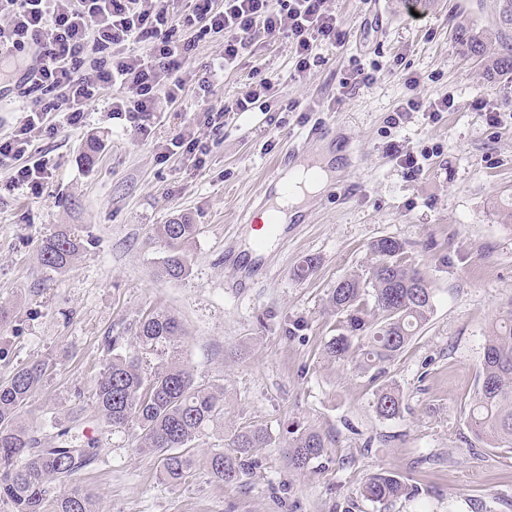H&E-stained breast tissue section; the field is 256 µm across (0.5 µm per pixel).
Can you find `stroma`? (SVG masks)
I'll use <instances>...</instances> for the list:
<instances>
[{
    "instance_id": "obj_1",
    "label": "stroma",
    "mask_w": 512,
    "mask_h": 512,
    "mask_svg": "<svg viewBox=\"0 0 512 512\" xmlns=\"http://www.w3.org/2000/svg\"><path fill=\"white\" fill-rule=\"evenodd\" d=\"M328 6L351 36L320 46L321 66L298 75L286 34L265 35L206 93L198 77L223 40L184 26L186 4L172 0L176 39L198 42L183 91L150 132L111 118L106 90L81 126L63 125L56 112L49 129L33 132L30 156L50 168L39 193L11 187L0 168V305L13 311L0 325V380L49 362L22 417L38 435H53L58 422L75 447L94 444V460L73 483L101 512H512V448L487 446L468 426L488 327L512 309V223L500 214L512 198V77H488L453 37L461 22L496 30L502 0H431L415 16L404 0ZM357 62L378 66L380 77L352 91L343 82ZM409 75L424 97L453 96L455 110L411 112L391 125L410 95ZM266 77L274 83L269 111L227 114L202 169L165 155L177 132L203 129L209 107ZM476 97L487 110L472 108ZM317 125L332 132L302 160L328 162L326 189L306 200L259 264L242 267L250 237L237 229L240 216L261 211L273 168L288 170L292 144ZM90 140L98 143L91 164L83 156ZM399 150L414 153L419 170H404ZM183 215L198 226L184 247L190 273L170 280L160 274L167 248L158 227ZM68 225L81 228L84 246L68 268L51 270L40 244ZM382 236L404 243L434 289V310L377 379L357 361L327 360L322 348L339 321L327 307L331 288L368 271L370 245ZM309 256L316 270L294 278ZM152 310L181 322L175 345L137 343L135 327ZM110 336L122 337V353L147 370L178 354L197 382L223 385L225 425L268 430L272 443L256 450L257 465L240 483H217L200 465L186 482L168 484L160 457L138 448L136 425L101 423L93 386ZM383 382L402 398L391 420L374 407ZM291 424L330 439L302 472L288 465ZM382 471L399 475L409 494L367 500L365 481Z\"/></svg>"
}]
</instances>
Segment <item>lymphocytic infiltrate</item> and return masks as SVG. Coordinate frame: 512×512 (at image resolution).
Segmentation results:
<instances>
[{"label": "lymphocytic infiltrate", "instance_id": "obj_1", "mask_svg": "<svg viewBox=\"0 0 512 512\" xmlns=\"http://www.w3.org/2000/svg\"><path fill=\"white\" fill-rule=\"evenodd\" d=\"M185 25L202 24L224 37V52L207 65L198 80L209 89L218 72L234 68L240 54L264 34L287 33L297 73L320 65L318 46L343 45L349 31L328 8L327 0H288L285 11L270 0H189ZM145 44L144 52L125 53L128 43ZM33 45L34 65L0 72L4 81L37 90V98L10 136L0 138V167L16 186L39 192L48 172L46 158L22 164L30 132L48 115L63 110L66 124L79 125L102 90L122 89L111 113L147 132L161 100H177L189 64L192 42L174 38L168 0H0V62L17 49Z\"/></svg>", "mask_w": 512, "mask_h": 512}]
</instances>
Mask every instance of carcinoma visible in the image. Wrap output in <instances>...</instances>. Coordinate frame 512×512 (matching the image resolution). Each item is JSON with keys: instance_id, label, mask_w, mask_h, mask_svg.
Segmentation results:
<instances>
[{"instance_id": "carcinoma-1", "label": "carcinoma", "mask_w": 512, "mask_h": 512, "mask_svg": "<svg viewBox=\"0 0 512 512\" xmlns=\"http://www.w3.org/2000/svg\"><path fill=\"white\" fill-rule=\"evenodd\" d=\"M461 50L485 60L492 74H512V44L498 37L499 47L490 53L489 34L467 24L455 27ZM197 225L185 220L161 224L158 233L168 247L162 274L178 280L189 274L182 246L194 238ZM82 248L76 231L62 230L42 241V264L53 270L67 268ZM376 262L364 275L348 274L328 295V305L341 315L339 333L325 342L324 356L346 361L357 355L362 366L380 368L395 360L425 325L433 312L434 291L430 281L405 256V247L393 237H379L371 244ZM380 318L371 320V311ZM181 336L175 317L160 311L139 322L136 339L147 348L173 345ZM119 338L107 341L111 354L95 382V409L112 429L134 422L140 430L139 447L162 457V480L178 484L193 472L196 459L190 454L195 442L210 436L224 441L232 452L216 448L205 459L212 478L233 484L255 463L254 450L272 442L261 426L224 432V387L199 384L193 372L176 357L151 371L135 357L116 352ZM49 364L36 363L17 370L0 382V499L13 512H99L94 497L77 486H67L92 455L75 448L67 439L69 428H59L52 441L35 436L21 411L42 386ZM377 413L392 419L400 415L399 390L382 384L375 398ZM468 425L477 440L494 448L512 447V310L491 326L485 338L477 389L468 414ZM286 453L292 469L302 471L319 460L328 438L314 429H290ZM402 478L383 471L370 476L362 487L368 500L385 504L407 494Z\"/></svg>"}]
</instances>
